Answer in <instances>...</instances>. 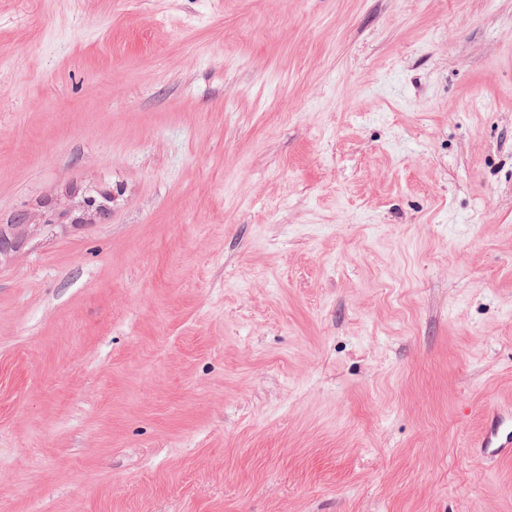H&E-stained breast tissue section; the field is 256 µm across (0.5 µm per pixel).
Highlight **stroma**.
<instances>
[{"instance_id":"stroma-1","label":"stroma","mask_w":512,"mask_h":512,"mask_svg":"<svg viewBox=\"0 0 512 512\" xmlns=\"http://www.w3.org/2000/svg\"><path fill=\"white\" fill-rule=\"evenodd\" d=\"M21 211L0 512H512V0H0ZM474 448L488 458L512 457V408H494L486 418L484 428Z\"/></svg>"}]
</instances>
